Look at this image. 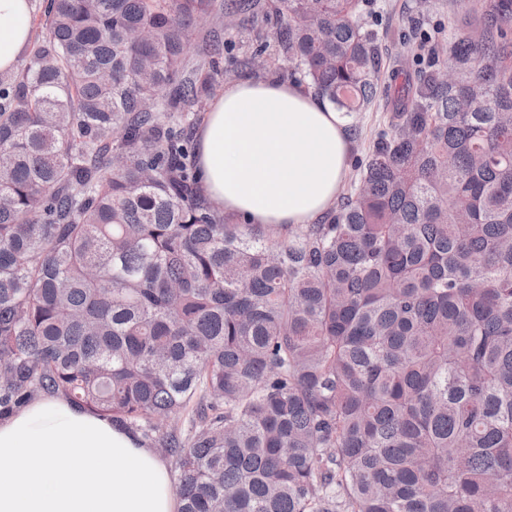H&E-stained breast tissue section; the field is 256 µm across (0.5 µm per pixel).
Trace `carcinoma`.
I'll use <instances>...</instances> for the list:
<instances>
[{
  "instance_id": "carcinoma-1",
  "label": "carcinoma",
  "mask_w": 512,
  "mask_h": 512,
  "mask_svg": "<svg viewBox=\"0 0 512 512\" xmlns=\"http://www.w3.org/2000/svg\"><path fill=\"white\" fill-rule=\"evenodd\" d=\"M366 2L255 0L239 65L367 112ZM457 2L351 193L285 226L224 222L190 161L236 6L47 0L0 78V417L134 431L178 512H512V0Z\"/></svg>"
}]
</instances>
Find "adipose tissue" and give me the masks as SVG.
I'll return each instance as SVG.
<instances>
[{
  "label": "adipose tissue",
  "instance_id": "adipose-tissue-1",
  "mask_svg": "<svg viewBox=\"0 0 512 512\" xmlns=\"http://www.w3.org/2000/svg\"><path fill=\"white\" fill-rule=\"evenodd\" d=\"M32 38L30 0H0V74ZM352 117L271 76L225 86L197 133L201 186L225 216L314 224L348 173ZM0 512H177L164 462L127 429L63 398L0 421Z\"/></svg>",
  "mask_w": 512,
  "mask_h": 512
}]
</instances>
